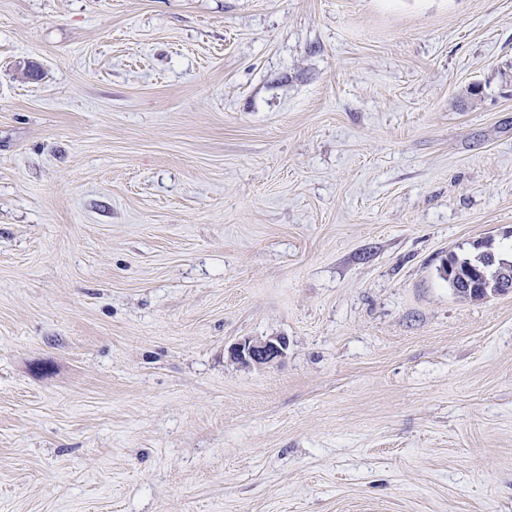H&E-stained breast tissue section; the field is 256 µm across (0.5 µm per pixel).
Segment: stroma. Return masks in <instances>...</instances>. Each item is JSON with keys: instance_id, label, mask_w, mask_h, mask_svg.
<instances>
[{"instance_id": "obj_1", "label": "stroma", "mask_w": 512, "mask_h": 512, "mask_svg": "<svg viewBox=\"0 0 512 512\" xmlns=\"http://www.w3.org/2000/svg\"><path fill=\"white\" fill-rule=\"evenodd\" d=\"M487 238L512 0H0V512H512ZM486 257L481 252V250H477L469 256H459L455 253L448 254V257L442 263L440 272L444 273L446 270L452 271L451 274H445L448 278L444 279L448 281V279L454 284L456 288H461L462 284L460 281L456 280L458 277V273L453 272L458 268L465 267H477L484 272V276H477L479 278V283L475 287V289L471 291H467L466 288L464 290H453V293L461 298V299H470L477 300L481 299L484 296L488 295H503L502 288H500V284L503 279L510 280L512 275V260L502 258L498 253H495V263L494 264H486ZM498 270H504L507 272L508 277H501L498 273ZM288 349L284 336L244 337L231 347V355L247 366L269 367L283 358Z\"/></svg>"}]
</instances>
